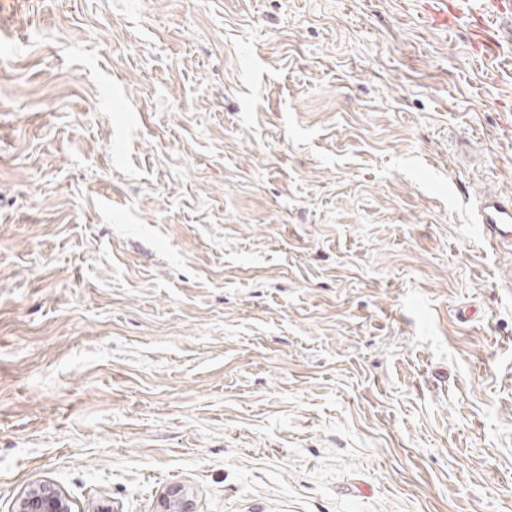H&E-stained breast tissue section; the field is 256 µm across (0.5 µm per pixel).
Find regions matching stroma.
Listing matches in <instances>:
<instances>
[{
    "label": "stroma",
    "instance_id": "stroma-1",
    "mask_svg": "<svg viewBox=\"0 0 512 512\" xmlns=\"http://www.w3.org/2000/svg\"><path fill=\"white\" fill-rule=\"evenodd\" d=\"M421 0H0V512H512V74ZM478 231L494 249L512 248V201L497 194H488L478 200ZM14 512H73L72 501L53 482L32 484L16 499ZM162 511L194 512L195 494L185 485H172L161 496Z\"/></svg>",
    "mask_w": 512,
    "mask_h": 512
}]
</instances>
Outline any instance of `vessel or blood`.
<instances>
[{
	"mask_svg": "<svg viewBox=\"0 0 512 512\" xmlns=\"http://www.w3.org/2000/svg\"><path fill=\"white\" fill-rule=\"evenodd\" d=\"M512 11L507 0H432L428 22L435 27L470 29L478 43H485L498 16ZM478 231L492 248H512V201L496 194L478 201Z\"/></svg>",
	"mask_w": 512,
	"mask_h": 512,
	"instance_id": "vessel-or-blood-1",
	"label": "vessel or blood"
}]
</instances>
